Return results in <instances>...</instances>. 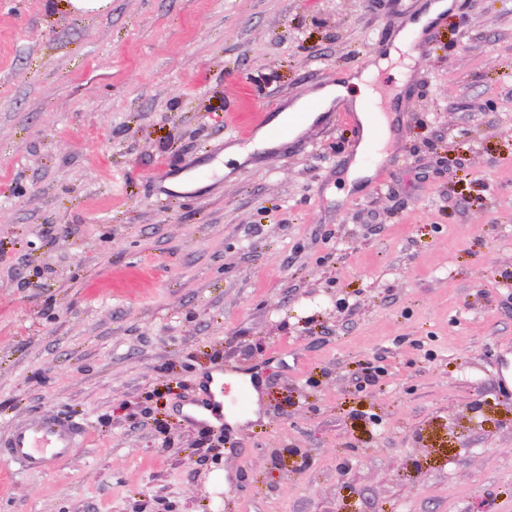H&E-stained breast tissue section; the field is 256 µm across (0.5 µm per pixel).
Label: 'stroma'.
Here are the masks:
<instances>
[{"instance_id":"1","label":"stroma","mask_w":512,"mask_h":512,"mask_svg":"<svg viewBox=\"0 0 512 512\" xmlns=\"http://www.w3.org/2000/svg\"><path fill=\"white\" fill-rule=\"evenodd\" d=\"M431 2L0 6V441L87 429L42 473L0 456V512H512V0H454L406 84L379 72L380 187L337 194L342 123L154 184ZM227 361L254 418L188 420ZM86 440V428L73 418L44 414L16 423L3 444L13 473L46 471L70 458Z\"/></svg>"}]
</instances>
